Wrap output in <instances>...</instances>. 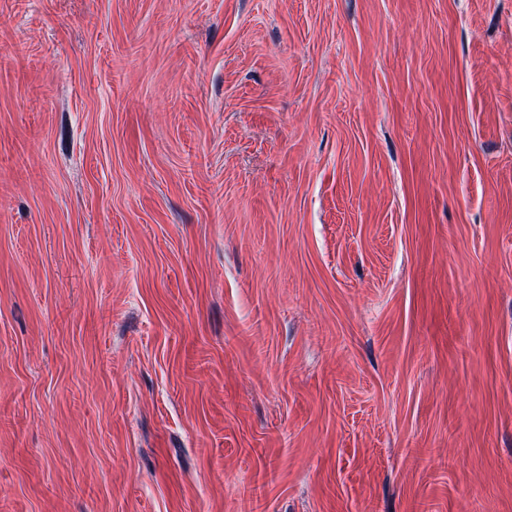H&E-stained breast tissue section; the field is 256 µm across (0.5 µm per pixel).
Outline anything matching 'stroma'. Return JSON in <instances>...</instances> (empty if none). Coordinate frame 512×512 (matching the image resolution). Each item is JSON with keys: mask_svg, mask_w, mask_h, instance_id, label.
I'll use <instances>...</instances> for the list:
<instances>
[{"mask_svg": "<svg viewBox=\"0 0 512 512\" xmlns=\"http://www.w3.org/2000/svg\"><path fill=\"white\" fill-rule=\"evenodd\" d=\"M0 512H512V0H0Z\"/></svg>", "mask_w": 512, "mask_h": 512, "instance_id": "obj_1", "label": "stroma"}]
</instances>
